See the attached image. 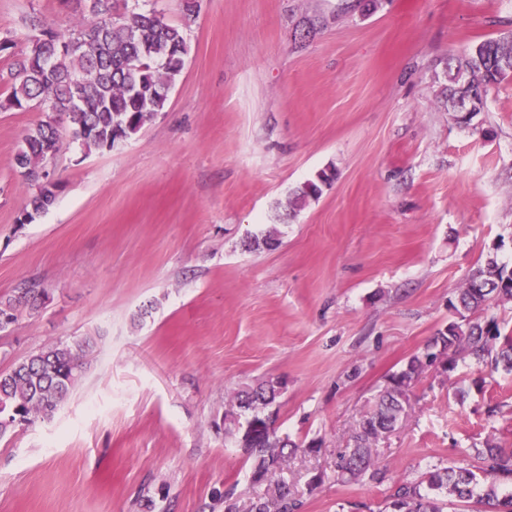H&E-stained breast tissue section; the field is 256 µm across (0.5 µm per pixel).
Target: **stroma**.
Returning <instances> with one entry per match:
<instances>
[{
	"label": "stroma",
	"mask_w": 512,
	"mask_h": 512,
	"mask_svg": "<svg viewBox=\"0 0 512 512\" xmlns=\"http://www.w3.org/2000/svg\"><path fill=\"white\" fill-rule=\"evenodd\" d=\"M127 3L187 33L168 105L111 149L60 125L62 187L25 224L14 156L46 115L4 107L0 86V296L45 290L0 332V371L97 340L54 418L0 439V512H246L265 488L216 424L269 378L278 434L304 447L284 467L299 512H379L390 486L512 448V373L465 359L423 372L375 441L384 484L337 472L471 271L512 266V80L466 124L441 100L443 59L511 31L512 0ZM82 17L77 0H0V72L33 20ZM328 167L332 186L290 211L289 189ZM271 228L277 247L245 248Z\"/></svg>",
	"instance_id": "stroma-1"
}]
</instances>
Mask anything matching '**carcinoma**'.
I'll list each match as a JSON object with an SVG mask.
<instances>
[{"instance_id": "1", "label": "carcinoma", "mask_w": 512, "mask_h": 512, "mask_svg": "<svg viewBox=\"0 0 512 512\" xmlns=\"http://www.w3.org/2000/svg\"><path fill=\"white\" fill-rule=\"evenodd\" d=\"M75 44L71 52L54 45ZM190 45L185 30L168 23L154 9L117 14L112 0H98L67 37L49 29L27 37L26 52L0 77L8 91L9 105L23 109L30 104L56 114L71 129L74 140L86 151L112 147L116 137L125 139L145 125L144 113L164 110L168 96L151 93L160 84H173L181 74ZM83 70L88 83L75 87L72 73ZM448 84L442 95L454 111H482L487 88L512 76V34L481 41L460 58L445 63ZM60 150L58 129L45 121L26 134L15 156L22 176L35 187L28 217L51 207L60 189L57 181H43L40 173ZM335 170L320 171L289 193L292 209L318 200L331 183ZM45 291L33 285L0 297V316L17 318V312L36 313ZM492 301H512V271L493 256L470 274L466 286L449 307L459 320L448 322L421 356L411 357L390 375L378 391L372 411L359 424L354 447L343 456L342 475L362 476L376 484L386 472L372 457L371 443L395 430L408 414L409 393L418 376L440 362L454 371L457 357L490 363L512 372V332L504 333L494 317L471 320L469 315ZM95 351L90 337L46 346L0 373V419L21 418L26 426L52 417L79 383ZM282 382L267 380L235 394L229 412L243 424H262L269 405L276 402ZM301 446L286 439L255 436L245 441L242 453L251 461L252 480L267 485L266 496L253 501L249 512H293L296 503L278 472ZM475 465L435 469L416 482L395 485L384 500L382 512H444L457 502L488 506L494 512H512V450L496 443L474 449Z\"/></svg>"}]
</instances>
